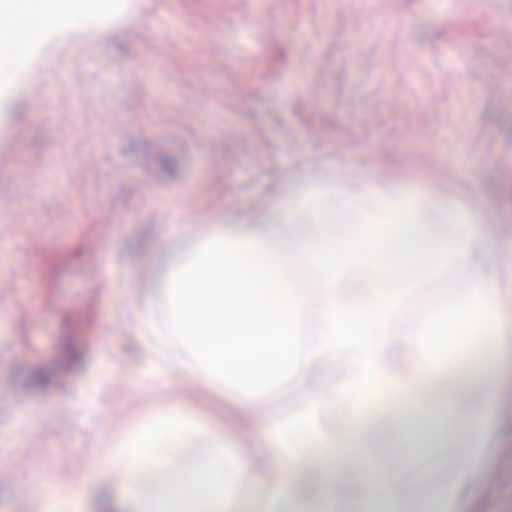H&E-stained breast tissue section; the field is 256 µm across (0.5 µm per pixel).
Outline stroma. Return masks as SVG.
Segmentation results:
<instances>
[{
    "label": "stroma",
    "mask_w": 512,
    "mask_h": 512,
    "mask_svg": "<svg viewBox=\"0 0 512 512\" xmlns=\"http://www.w3.org/2000/svg\"><path fill=\"white\" fill-rule=\"evenodd\" d=\"M135 22L60 28L39 89L0 106V512L85 481L113 437L168 403L219 409L196 375L149 385L129 316L162 259L212 224H364L373 194L419 200V224H488L512 253V0H132ZM497 176H488V168ZM457 271L402 331L464 287ZM463 512H512V383ZM402 484L447 486L458 457L389 444Z\"/></svg>",
    "instance_id": "35a3bbf8"
}]
</instances>
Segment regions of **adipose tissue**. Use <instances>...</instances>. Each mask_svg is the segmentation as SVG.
<instances>
[{
    "label": "adipose tissue",
    "instance_id": "1",
    "mask_svg": "<svg viewBox=\"0 0 512 512\" xmlns=\"http://www.w3.org/2000/svg\"><path fill=\"white\" fill-rule=\"evenodd\" d=\"M401 204L396 197L380 199L375 223L351 224L339 234L322 223L313 191L301 201L311 223L217 224L190 254H168L155 290L167 303L163 328L154 325L152 303L132 315L147 360L158 372L177 365L196 372L225 394L229 410L223 416L190 402L169 405L120 438L108 460L131 473L126 512H243L229 483L233 476L265 485V512L283 501L289 512H322L329 497L336 512H363L362 501L346 495L353 479L387 512H459L460 492L481 480L492 451L493 367L473 374L462 391L461 427L424 416L410 427L392 426L391 441L463 451L447 488L421 503L389 469L366 464L370 402L387 394L416 401L447 376V357L429 371L400 370L396 358L422 337L447 341L452 311L463 323L460 336L512 356V346L497 341L512 278L503 263L486 262L478 225L433 231L401 219ZM451 266L470 272L452 310L437 311L415 334H397L394 319L410 286ZM338 355L348 374L339 386L323 385V372ZM285 373L302 411L286 421L256 418L254 405ZM339 402L344 429L334 438L321 419ZM228 422L252 437L249 452L231 450ZM199 439L206 455L167 477L183 449ZM86 495L80 484L57 486L34 499L31 512H82Z\"/></svg>",
    "mask_w": 512,
    "mask_h": 512
}]
</instances>
